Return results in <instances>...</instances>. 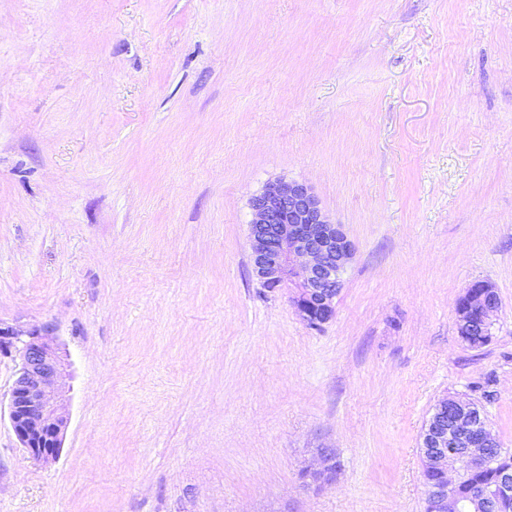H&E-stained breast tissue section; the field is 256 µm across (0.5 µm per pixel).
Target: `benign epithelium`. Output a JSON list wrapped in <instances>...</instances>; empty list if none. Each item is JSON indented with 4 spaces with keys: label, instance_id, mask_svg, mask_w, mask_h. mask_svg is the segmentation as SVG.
<instances>
[{
    "label": "benign epithelium",
    "instance_id": "benign-epithelium-1",
    "mask_svg": "<svg viewBox=\"0 0 512 512\" xmlns=\"http://www.w3.org/2000/svg\"><path fill=\"white\" fill-rule=\"evenodd\" d=\"M250 259L253 275L266 288L291 290L300 318L320 327L335 316L342 274L354 250L341 225L333 223L313 189L297 180L278 179L249 200ZM500 299L493 284L482 281L466 289L457 304L462 340L490 336ZM0 352L19 359L11 389L9 418L23 448L36 460L58 457L68 423L65 378L70 362L60 355L52 331H20L0 326ZM422 477L431 512H469L475 501L451 496L456 476L486 468L503 454L487 429L484 413L454 396L439 400L420 435ZM317 467L304 472L313 483L335 480L338 463L332 448H321ZM436 474L437 482L428 480ZM512 493V472L505 470L494 489L481 497Z\"/></svg>",
    "mask_w": 512,
    "mask_h": 512
}]
</instances>
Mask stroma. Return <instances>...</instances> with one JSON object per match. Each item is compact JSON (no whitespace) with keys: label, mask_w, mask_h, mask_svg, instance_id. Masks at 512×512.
<instances>
[{"label":"stroma","mask_w":512,"mask_h":512,"mask_svg":"<svg viewBox=\"0 0 512 512\" xmlns=\"http://www.w3.org/2000/svg\"><path fill=\"white\" fill-rule=\"evenodd\" d=\"M277 179L354 248L318 328L251 272ZM0 323L70 361L45 463L0 354V512H425L442 397L512 451V0H0ZM475 294L476 299L473 298ZM499 305V295L493 284L482 281L467 288L457 304V329L462 340L467 342V336H473V347L486 346L493 336L492 318ZM318 459V467L306 470L304 477L312 483H326L335 480L338 469L335 450L332 448L319 449Z\"/></svg>","instance_id":"obj_1"}]
</instances>
